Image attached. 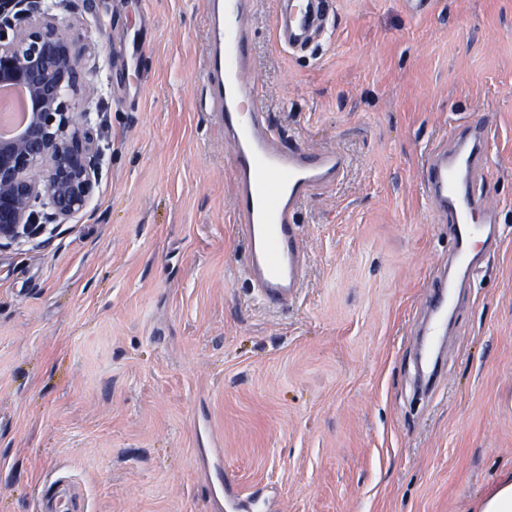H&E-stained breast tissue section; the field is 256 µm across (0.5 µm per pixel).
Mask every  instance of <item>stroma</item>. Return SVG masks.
<instances>
[{"label":"stroma","instance_id":"35a3bbf8","mask_svg":"<svg viewBox=\"0 0 512 512\" xmlns=\"http://www.w3.org/2000/svg\"><path fill=\"white\" fill-rule=\"evenodd\" d=\"M296 56L260 0L250 76L286 136L350 166L297 220L299 301L258 305L233 223L231 148L201 107L206 0H61L92 76L100 147L86 210L0 246V512L65 474L87 512H217L214 446L270 512H473L512 472V0H335ZM143 34L138 67L114 41ZM491 122L483 186L501 223L432 399L411 388L415 312L448 257L425 148Z\"/></svg>","mask_w":512,"mask_h":512}]
</instances>
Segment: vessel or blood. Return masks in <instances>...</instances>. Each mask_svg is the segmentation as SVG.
I'll return each mask as SVG.
<instances>
[{
  "mask_svg": "<svg viewBox=\"0 0 512 512\" xmlns=\"http://www.w3.org/2000/svg\"><path fill=\"white\" fill-rule=\"evenodd\" d=\"M258 0H208V44L202 68L205 107L224 130L232 148L235 180L234 222L246 244L245 276L257 301L272 308L293 305L304 283L307 254L295 216L316 191L344 176L345 154L285 144L281 129L260 105L249 79L252 18ZM335 26L334 0H281L273 21L277 43L294 55L311 51ZM488 171V125L471 117L450 128L422 155L419 175L426 204L447 225L451 247L447 265L427 284L424 317L417 334L427 351L419 357L417 381L433 390L439 361L430 346L448 333V312L479 272L482 258L497 249L499 217L480 190ZM225 512H267L269 496L257 490L240 497L231 479H220ZM85 498L64 476L51 479L39 496L37 512H83Z\"/></svg>",
  "mask_w": 512,
  "mask_h": 512,
  "instance_id": "obj_1",
  "label": "vessel or blood"
}]
</instances>
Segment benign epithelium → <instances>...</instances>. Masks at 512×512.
I'll use <instances>...</instances> for the list:
<instances>
[{"label": "benign epithelium", "instance_id": "obj_1", "mask_svg": "<svg viewBox=\"0 0 512 512\" xmlns=\"http://www.w3.org/2000/svg\"><path fill=\"white\" fill-rule=\"evenodd\" d=\"M0 11V86L30 94L31 119L0 140V241L35 226L39 201L51 222L67 224L87 206L98 175V145L76 97L88 72L79 66L80 36L55 22L40 0H12Z\"/></svg>", "mask_w": 512, "mask_h": 512}]
</instances>
